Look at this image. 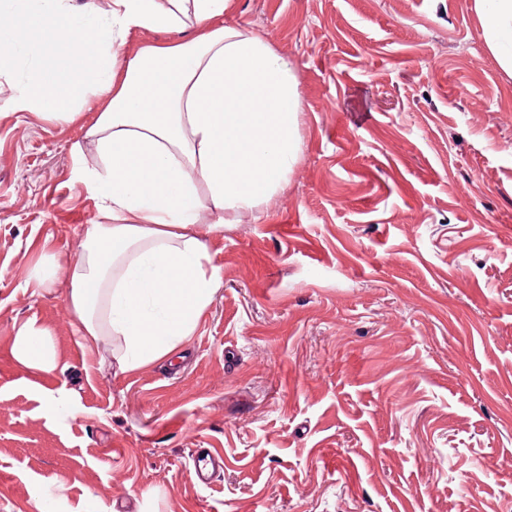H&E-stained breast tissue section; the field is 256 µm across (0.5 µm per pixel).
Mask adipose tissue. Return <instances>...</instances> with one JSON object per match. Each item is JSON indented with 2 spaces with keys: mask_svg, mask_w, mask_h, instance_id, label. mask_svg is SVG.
<instances>
[{
  "mask_svg": "<svg viewBox=\"0 0 512 512\" xmlns=\"http://www.w3.org/2000/svg\"><path fill=\"white\" fill-rule=\"evenodd\" d=\"M226 2L110 0L77 19L68 0H35L27 15L81 67H39L6 106L61 120L98 107L88 133L101 165L85 177L110 218L37 283L69 279L82 336L121 337L128 371L192 335L219 284L206 235L258 210L300 157L298 78L257 32L217 25ZM474 3L488 50L512 74V0ZM188 26V39L120 53L132 30Z\"/></svg>",
  "mask_w": 512,
  "mask_h": 512,
  "instance_id": "adipose-tissue-1",
  "label": "adipose tissue"
}]
</instances>
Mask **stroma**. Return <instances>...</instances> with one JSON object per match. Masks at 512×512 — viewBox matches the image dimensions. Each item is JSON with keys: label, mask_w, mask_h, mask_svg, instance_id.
I'll return each instance as SVG.
<instances>
[{"label": "stroma", "mask_w": 512, "mask_h": 512, "mask_svg": "<svg viewBox=\"0 0 512 512\" xmlns=\"http://www.w3.org/2000/svg\"><path fill=\"white\" fill-rule=\"evenodd\" d=\"M299 81L301 156L208 240L193 336L122 371L70 282L90 110H0V512H512V76L473 0H227ZM16 48L0 101L41 63ZM49 329L48 371L14 355ZM223 459L191 476L193 449Z\"/></svg>", "instance_id": "35a3bbf8"}]
</instances>
